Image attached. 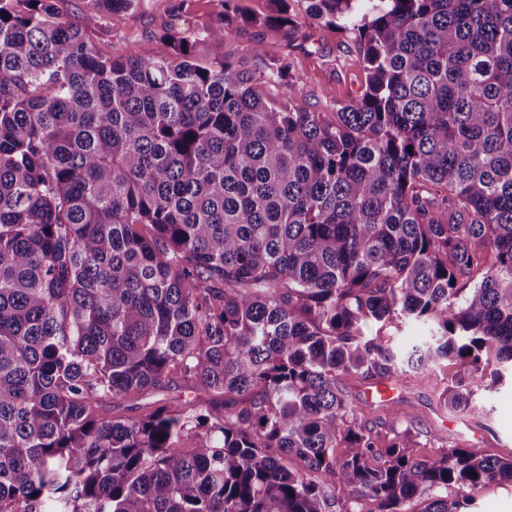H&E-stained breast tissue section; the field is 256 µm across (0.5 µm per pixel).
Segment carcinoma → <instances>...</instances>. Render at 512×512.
<instances>
[{
	"label": "carcinoma",
	"mask_w": 512,
	"mask_h": 512,
	"mask_svg": "<svg viewBox=\"0 0 512 512\" xmlns=\"http://www.w3.org/2000/svg\"><path fill=\"white\" fill-rule=\"evenodd\" d=\"M90 2L0 0V512H459L512 484L350 386L454 360L439 401L468 410L482 353L493 386L512 364V0H302L360 52L330 114L257 89L298 83L260 43L257 75L191 33L113 57L88 29L138 0ZM220 2L215 41L253 21ZM406 321L430 336L365 333ZM429 329L426 325L418 322L406 323L401 330L397 331L393 328L383 330L380 336L391 338V342L400 346H408L414 344L423 336H428Z\"/></svg>",
	"instance_id": "cac0c4a2"
}]
</instances>
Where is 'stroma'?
<instances>
[{
    "label": "stroma",
    "instance_id": "obj_1",
    "mask_svg": "<svg viewBox=\"0 0 512 512\" xmlns=\"http://www.w3.org/2000/svg\"><path fill=\"white\" fill-rule=\"evenodd\" d=\"M240 4L253 16V23L240 24L230 40L200 41L194 51L197 63L205 66L228 56L241 68L259 71L260 60L250 53L253 43L259 41L286 57L299 80L293 91L284 84L260 85L263 94L292 99L295 106L311 112H332L337 103L360 93L364 74L352 35L305 24L293 36L266 23V16L275 9L272 0H240ZM219 10L218 0H185L179 10L173 0H138L134 10L112 15L93 28L91 35L115 57L133 53L166 56L172 52L174 37L186 32L203 34ZM458 370L455 361H445L421 375L412 387L389 388L396 409L419 434L420 453L431 454L451 442L504 457L512 455V381L478 389L471 411L438 407L440 390Z\"/></svg>",
    "mask_w": 512,
    "mask_h": 512
}]
</instances>
